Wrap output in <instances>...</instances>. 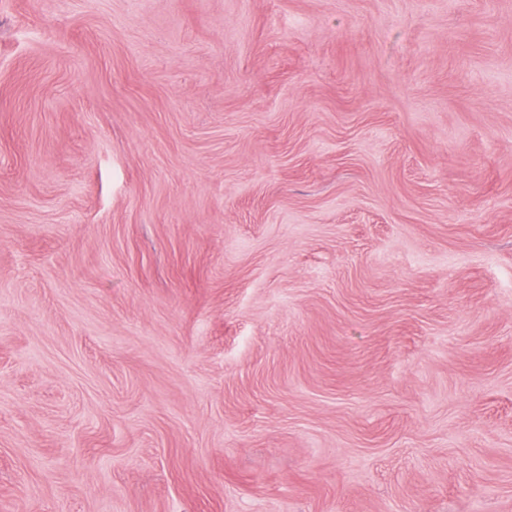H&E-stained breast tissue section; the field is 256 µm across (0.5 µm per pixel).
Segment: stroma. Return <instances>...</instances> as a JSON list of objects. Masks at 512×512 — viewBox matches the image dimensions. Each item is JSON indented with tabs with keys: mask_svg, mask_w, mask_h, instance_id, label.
Here are the masks:
<instances>
[{
	"mask_svg": "<svg viewBox=\"0 0 512 512\" xmlns=\"http://www.w3.org/2000/svg\"><path fill=\"white\" fill-rule=\"evenodd\" d=\"M0 512H512V0H0Z\"/></svg>",
	"mask_w": 512,
	"mask_h": 512,
	"instance_id": "obj_1",
	"label": "stroma"
}]
</instances>
